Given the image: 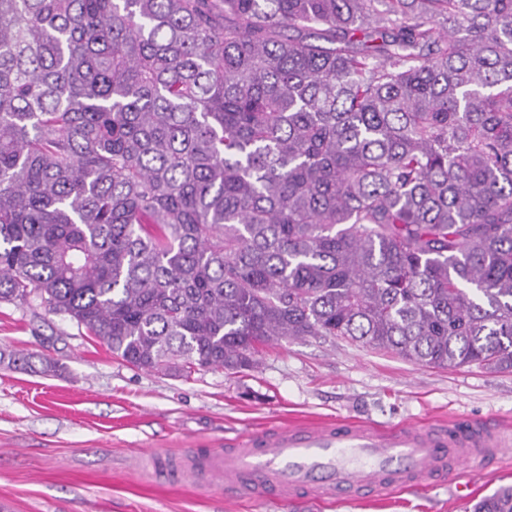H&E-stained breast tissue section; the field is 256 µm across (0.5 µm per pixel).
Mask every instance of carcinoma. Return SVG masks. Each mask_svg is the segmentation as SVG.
Masks as SVG:
<instances>
[{"label":"carcinoma","instance_id":"1","mask_svg":"<svg viewBox=\"0 0 512 512\" xmlns=\"http://www.w3.org/2000/svg\"><path fill=\"white\" fill-rule=\"evenodd\" d=\"M0 302L185 377L512 370V0H0Z\"/></svg>","mask_w":512,"mask_h":512}]
</instances>
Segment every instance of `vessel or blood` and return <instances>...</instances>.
<instances>
[{
    "label": "vessel or blood",
    "instance_id": "1",
    "mask_svg": "<svg viewBox=\"0 0 512 512\" xmlns=\"http://www.w3.org/2000/svg\"><path fill=\"white\" fill-rule=\"evenodd\" d=\"M510 450L511 426L460 417L442 426L411 421L390 427L339 419L225 438L223 447L181 475L222 477L239 499L359 504L365 494L389 499L460 467L485 473Z\"/></svg>",
    "mask_w": 512,
    "mask_h": 512
}]
</instances>
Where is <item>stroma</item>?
Returning a JSON list of instances; mask_svg holds the SVG:
<instances>
[{
	"instance_id": "stroma-1",
	"label": "stroma",
	"mask_w": 512,
	"mask_h": 512,
	"mask_svg": "<svg viewBox=\"0 0 512 512\" xmlns=\"http://www.w3.org/2000/svg\"><path fill=\"white\" fill-rule=\"evenodd\" d=\"M0 352L49 359L42 374L0 363V512H468L512 485V454L486 477L456 471L423 489L357 508L234 500L223 487L157 474L141 456L176 461L225 437L283 424L369 419L381 426L463 416L512 422V371L434 368L346 340L308 336L265 347L252 370L148 372L60 315L0 303Z\"/></svg>"
}]
</instances>
